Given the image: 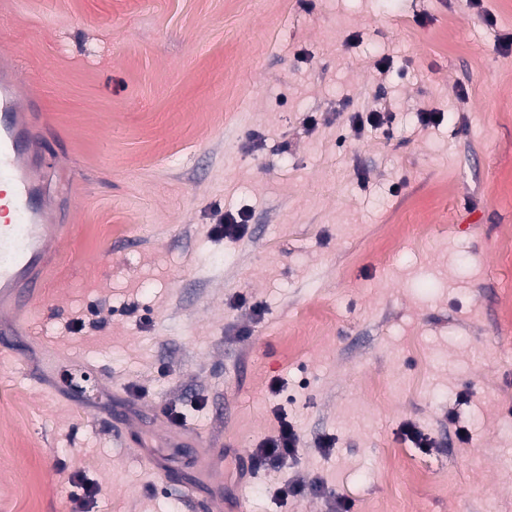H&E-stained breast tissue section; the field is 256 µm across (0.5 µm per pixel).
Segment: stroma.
Listing matches in <instances>:
<instances>
[{
  "instance_id": "obj_1",
  "label": "stroma",
  "mask_w": 512,
  "mask_h": 512,
  "mask_svg": "<svg viewBox=\"0 0 512 512\" xmlns=\"http://www.w3.org/2000/svg\"><path fill=\"white\" fill-rule=\"evenodd\" d=\"M2 50L71 232L0 335V512H68L76 472L87 512H204L178 429L246 464L278 408L299 454L229 483L246 512H512V0H0ZM391 119L386 108L371 110L367 113H354L351 117V128L356 137H361L365 129L379 130ZM71 490L69 500L72 504L71 512H84L88 501L94 498L98 492L93 484L85 482L80 475L75 474L69 478Z\"/></svg>"
}]
</instances>
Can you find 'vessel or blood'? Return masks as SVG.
Wrapping results in <instances>:
<instances>
[{"label": "vessel or blood", "instance_id": "b4317fda", "mask_svg": "<svg viewBox=\"0 0 512 512\" xmlns=\"http://www.w3.org/2000/svg\"><path fill=\"white\" fill-rule=\"evenodd\" d=\"M39 95L20 100L12 70L0 71V334L25 326V315L47 284L46 258L66 227L49 223L46 189L34 166Z\"/></svg>", "mask_w": 512, "mask_h": 512}]
</instances>
